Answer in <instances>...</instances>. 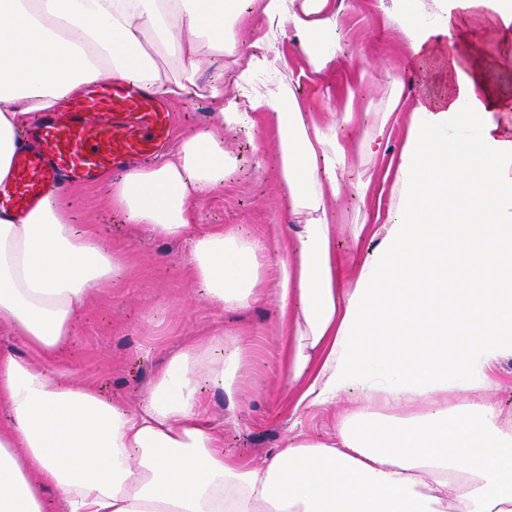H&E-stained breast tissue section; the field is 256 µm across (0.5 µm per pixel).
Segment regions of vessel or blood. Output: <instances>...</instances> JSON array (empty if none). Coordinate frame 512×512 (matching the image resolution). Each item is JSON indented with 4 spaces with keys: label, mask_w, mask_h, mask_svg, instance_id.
<instances>
[{
    "label": "vessel or blood",
    "mask_w": 512,
    "mask_h": 512,
    "mask_svg": "<svg viewBox=\"0 0 512 512\" xmlns=\"http://www.w3.org/2000/svg\"><path fill=\"white\" fill-rule=\"evenodd\" d=\"M173 128L168 103L135 80L85 85L25 130L13 173L0 182V212H26L49 192L158 157L169 149Z\"/></svg>",
    "instance_id": "vessel-or-blood-1"
}]
</instances>
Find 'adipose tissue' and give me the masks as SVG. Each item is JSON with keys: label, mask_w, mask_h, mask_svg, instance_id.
Returning a JSON list of instances; mask_svg holds the SVG:
<instances>
[{"label": "adipose tissue", "mask_w": 512, "mask_h": 512, "mask_svg": "<svg viewBox=\"0 0 512 512\" xmlns=\"http://www.w3.org/2000/svg\"><path fill=\"white\" fill-rule=\"evenodd\" d=\"M487 14L512 67V0H390L414 52L455 39L453 92L414 108L392 169L397 200L379 245L360 253L369 214L359 182L350 272L338 263L329 196L340 193L350 150L341 130L301 111L294 86L258 88L257 53L292 30L315 72L335 56V0H0V181L17 136L81 84L131 77L165 98L193 93L201 46L230 58L238 93L223 78L207 94L212 127L108 183L114 210L147 234L185 241L190 274L221 310L255 303L269 261L249 234L198 228L196 199L223 191L236 158L222 132L250 133L265 119L276 142L293 233H276L278 336L288 345L294 414L335 406L336 436L296 434L259 462L224 449L204 415L199 384L235 401L240 350L213 336L179 352L137 407L74 384L52 362L94 291L122 260L57 196L24 216L0 214V512H512V422L487 394L492 370L512 358V138L492 113L512 98L491 84L481 35L461 12ZM265 31L239 41L238 17ZM438 24L428 27L417 17ZM176 62L163 75L150 55ZM464 393L454 403L448 396Z\"/></svg>", "instance_id": "1"}]
</instances>
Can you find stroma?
<instances>
[{"instance_id": "1", "label": "stroma", "mask_w": 512, "mask_h": 512, "mask_svg": "<svg viewBox=\"0 0 512 512\" xmlns=\"http://www.w3.org/2000/svg\"><path fill=\"white\" fill-rule=\"evenodd\" d=\"M339 20L344 43L336 50L337 65L325 72L313 70L295 37L279 42L274 53L282 76L299 84L302 112L321 124L348 110L384 111L392 84L405 85V97L390 118L378 153L364 157L345 175L340 199L331 205L336 238L348 242L356 217L353 185L360 178L369 180L366 205L374 218L363 246L371 249L376 245L372 234L380 226L379 217L395 197L385 174L397 160L418 102L447 99L448 60L455 47L445 38L434 52L414 53L398 24L384 23L379 0H344ZM202 57L196 94L169 101L177 140L211 125V101L205 91L212 77L211 54L206 51ZM224 148L238 157L239 165L223 192L196 202L198 222L239 227L266 237L268 225L288 221L273 134L263 125L257 126L251 139L228 132ZM65 199L125 260L124 276L92 296L69 344L56 359L75 383L93 385L106 396L134 406L175 354L202 337L220 335L245 352L242 393L235 405H228L226 397L209 386H202L199 393L209 419L224 427L225 450L258 461L296 432L317 439L333 435L330 412L305 414L299 424L292 416L294 391L287 383L285 348L276 336L275 271L264 276L265 299L245 310L215 309L188 275L185 242L153 237L121 223L112 213L104 183L72 186Z\"/></svg>"}]
</instances>
